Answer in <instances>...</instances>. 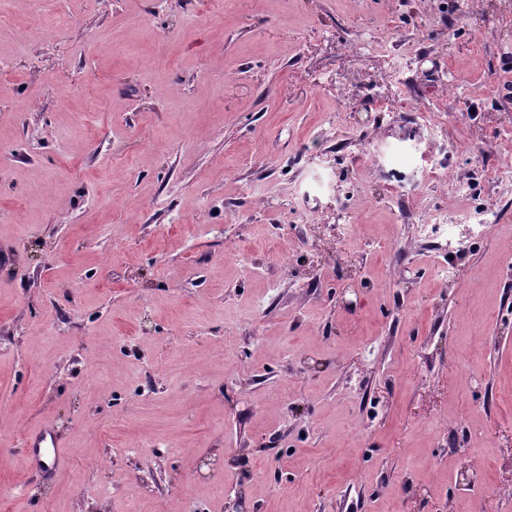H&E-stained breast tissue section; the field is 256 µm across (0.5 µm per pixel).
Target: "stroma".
Returning <instances> with one entry per match:
<instances>
[{"instance_id":"35a3bbf8","label":"stroma","mask_w":512,"mask_h":512,"mask_svg":"<svg viewBox=\"0 0 512 512\" xmlns=\"http://www.w3.org/2000/svg\"><path fill=\"white\" fill-rule=\"evenodd\" d=\"M232 502L512 512V0H0V512ZM28 471L38 476L58 473L67 462V455L55 427L45 424L25 437Z\"/></svg>"}]
</instances>
